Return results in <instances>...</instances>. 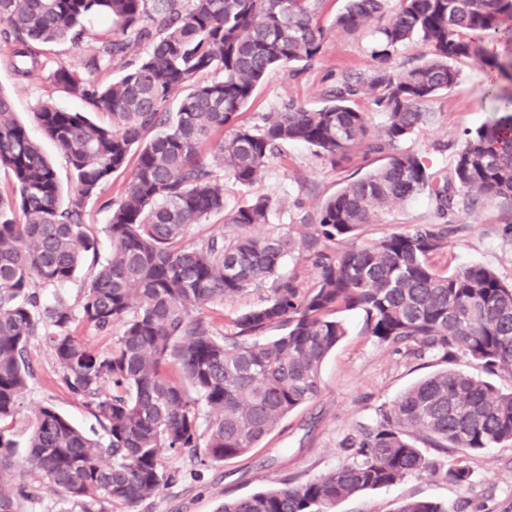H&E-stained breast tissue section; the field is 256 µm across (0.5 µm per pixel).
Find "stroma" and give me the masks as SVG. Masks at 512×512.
Segmentation results:
<instances>
[{
  "label": "stroma",
  "mask_w": 512,
  "mask_h": 512,
  "mask_svg": "<svg viewBox=\"0 0 512 512\" xmlns=\"http://www.w3.org/2000/svg\"><path fill=\"white\" fill-rule=\"evenodd\" d=\"M343 6L344 0H322L319 19L329 32L319 60L297 74L286 67L273 70L244 111L248 124H261L266 113L279 111L290 101L311 108L321 106L322 93L329 85L347 75L365 78L373 73L378 62L372 56L371 36L330 28ZM8 56L7 46L0 44V92L11 98L17 118L33 136L41 134L34 114L45 99H53L68 110H83V102L54 85L48 72L37 71L17 79L7 65ZM459 69L453 88L422 104V111L431 113V122L402 144L403 149L425 156L436 169L451 167L463 130L476 128L489 117V105L483 97V70L471 62L460 64ZM377 165V159L358 153L334 168L312 148L289 142L280 147L252 187H241L232 177H225L224 194L231 207L258 196L274 199L277 206L262 231L284 235L297 225L314 223L327 198ZM128 179L125 173L114 176L86 204L85 222L99 236L100 253L110 250L108 239L102 235L109 214L101 203L120 199ZM505 219L504 210L497 206L482 208L472 217H460L447 250L434 259L436 267L448 271L480 264L512 281V234L506 231ZM434 221L430 202L421 196L379 212L363 237L371 241L411 224ZM344 320L347 334L323 363L317 398L285 416L259 448L245 456L207 467L198 466L188 450L169 456L167 467L180 470L183 481L141 503L135 512H219L224 501L266 491L286 479L303 482L336 469L347 459L345 439L358 425L373 422L376 406L392 402L418 380L444 367L438 357L428 354L417 358L381 346L363 332L360 314H345ZM28 356L33 375L10 426L20 458L27 452L34 415L40 407L52 406L85 432L97 427L84 403L62 383L57 363L41 339L32 340ZM425 453L449 468L465 464L472 473L470 485L417 473L400 484L347 499L338 512H397L409 500L434 501L448 507L449 512H462L468 503L484 504L486 512H512V445H497L465 456L430 447Z\"/></svg>",
  "instance_id": "obj_1"
}]
</instances>
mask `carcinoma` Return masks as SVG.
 <instances>
[{
  "instance_id": "obj_1",
  "label": "carcinoma",
  "mask_w": 512,
  "mask_h": 512,
  "mask_svg": "<svg viewBox=\"0 0 512 512\" xmlns=\"http://www.w3.org/2000/svg\"><path fill=\"white\" fill-rule=\"evenodd\" d=\"M384 0H346L332 29L352 32L382 14ZM320 0H0V42L19 77L49 70L83 101L69 111L41 102L35 118L70 175L57 167L14 117L0 91V476L21 470L60 496L61 512H115L154 498L183 475L164 461L186 448L199 462L251 452L288 413L318 397L321 366L347 335L341 314L357 312L364 332L395 351L404 347L448 361L458 357L512 377V283L483 265L438 270L432 256L451 233L448 217L483 205L512 211V96L501 91L512 53V0H402L375 29L380 62L368 79L328 87L326 104L295 103L241 121L257 88L277 67L309 66L322 54ZM111 23L87 40L84 22ZM419 38L431 48L401 72L382 65L390 51ZM497 40L503 52L490 55ZM83 51L82 75L50 65L51 48ZM146 45L138 56L135 48ZM469 60L486 75L494 117L464 131L454 164L432 169L399 149L426 124L421 103L453 87ZM113 72L108 83L93 78ZM386 116L373 132L357 99ZM92 112H106L99 123ZM313 148L331 166L351 154L383 164L326 200L298 236L254 233L275 201L257 197L226 208L217 169L248 187L284 142ZM135 160L124 195L105 203L107 257L74 309L42 293L72 281L97 241L85 231L84 205ZM425 194L437 222L414 224L357 244L379 211ZM219 217L236 229L184 244L190 228ZM311 263L301 286L280 272L285 257ZM262 303L240 313L234 332L218 334L204 308L252 287ZM118 330L98 353L72 326ZM40 336L71 393L92 411L106 440L72 425L52 407L35 418L27 455L15 457L8 425L28 386L27 349ZM346 448L349 461L313 479L224 502L220 512H336L360 493L398 484L439 461L417 442L461 454L512 444V391L453 368L436 372L376 409ZM36 490L0 483V512H25ZM398 512H447L412 500Z\"/></svg>"
}]
</instances>
